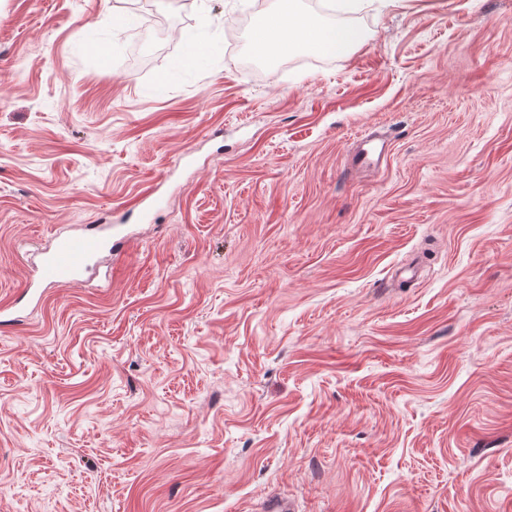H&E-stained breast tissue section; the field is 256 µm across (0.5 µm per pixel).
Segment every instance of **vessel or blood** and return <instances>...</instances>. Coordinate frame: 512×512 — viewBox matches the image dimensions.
Here are the masks:
<instances>
[{"mask_svg": "<svg viewBox=\"0 0 512 512\" xmlns=\"http://www.w3.org/2000/svg\"><path fill=\"white\" fill-rule=\"evenodd\" d=\"M387 153V143L375 134L359 138L352 148V168L368 171L377 168ZM124 247L123 241L113 239L111 231L99 226L87 227L79 234H58L48 250L43 252L37 275L28 287V293L37 295L42 285H64L80 282L94 267L103 252H116Z\"/></svg>", "mask_w": 512, "mask_h": 512, "instance_id": "vessel-or-blood-1", "label": "vessel or blood"}]
</instances>
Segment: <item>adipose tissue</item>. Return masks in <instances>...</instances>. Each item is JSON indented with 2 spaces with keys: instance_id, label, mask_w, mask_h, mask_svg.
Instances as JSON below:
<instances>
[{
  "instance_id": "adipose-tissue-1",
  "label": "adipose tissue",
  "mask_w": 512,
  "mask_h": 512,
  "mask_svg": "<svg viewBox=\"0 0 512 512\" xmlns=\"http://www.w3.org/2000/svg\"><path fill=\"white\" fill-rule=\"evenodd\" d=\"M362 40L351 25H327L298 9L294 0H277L250 37L252 51L261 57L285 56L301 51L311 54H342Z\"/></svg>"
}]
</instances>
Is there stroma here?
Segmentation results:
<instances>
[{
    "mask_svg": "<svg viewBox=\"0 0 512 512\" xmlns=\"http://www.w3.org/2000/svg\"><path fill=\"white\" fill-rule=\"evenodd\" d=\"M135 2L0 0V303L130 240L0 328V512H512V0ZM294 0H277L250 37L252 51L261 58L301 51L342 54L361 42V31L351 25H326L318 17L298 9ZM387 153V143L371 133L359 138L352 148L350 163L352 168L368 171L377 168ZM124 245L123 240H112V227L102 232L99 226L92 225L80 234L60 233L52 239L50 248L42 253L36 279L26 287V291L40 298V287L44 284L78 283L103 252L121 251Z\"/></svg>",
    "mask_w": 512,
    "mask_h": 512,
    "instance_id": "obj_1",
    "label": "stroma"
}]
</instances>
